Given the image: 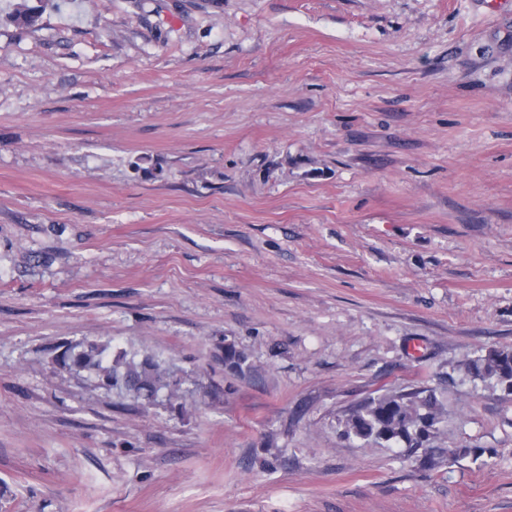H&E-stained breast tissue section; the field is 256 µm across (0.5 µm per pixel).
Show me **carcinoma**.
<instances>
[{
	"label": "carcinoma",
	"instance_id": "1",
	"mask_svg": "<svg viewBox=\"0 0 512 512\" xmlns=\"http://www.w3.org/2000/svg\"><path fill=\"white\" fill-rule=\"evenodd\" d=\"M40 14L22 0L17 4L15 21L26 26L37 23ZM108 345L88 341L68 346L55 356V363L78 373L106 379L117 391L133 392L146 398L155 397L162 389L169 397L177 396L181 380L173 370L152 356L129 358L123 352L106 359ZM224 368L242 376L248 371L247 356L232 343L224 344ZM467 375L512 393V349L490 348L467 359L463 364ZM444 411L434 392L384 394L370 397L352 409L344 423L343 434L375 443L402 442L405 447H424L431 433L443 422Z\"/></svg>",
	"mask_w": 512,
	"mask_h": 512
}]
</instances>
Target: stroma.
<instances>
[{
	"label": "stroma",
	"mask_w": 512,
	"mask_h": 512,
	"mask_svg": "<svg viewBox=\"0 0 512 512\" xmlns=\"http://www.w3.org/2000/svg\"><path fill=\"white\" fill-rule=\"evenodd\" d=\"M0 0V512H512V0ZM86 341L184 380L59 367ZM248 357L224 369V345ZM435 391L422 450L345 438ZM107 349V344L83 342L68 346L54 361L62 368L93 374L98 380L105 378L112 384V390L133 392L149 399L166 389L170 398L177 396L180 378L157 359L149 355L128 359L125 353L119 352L109 362L105 355ZM467 375L512 393V349L490 348L463 364Z\"/></svg>",
	"instance_id": "stroma-1"
}]
</instances>
